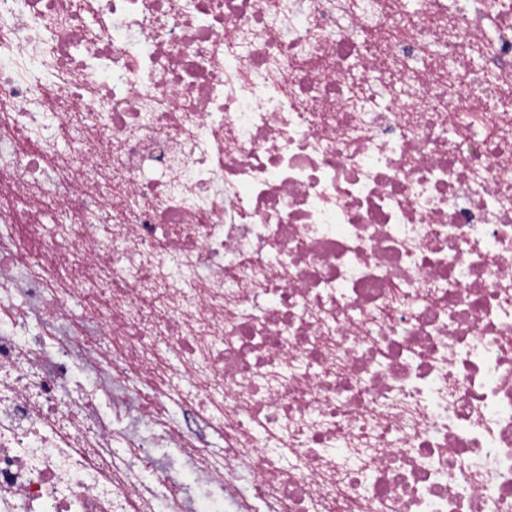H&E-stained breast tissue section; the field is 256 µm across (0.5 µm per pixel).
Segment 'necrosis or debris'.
<instances>
[{"mask_svg": "<svg viewBox=\"0 0 512 512\" xmlns=\"http://www.w3.org/2000/svg\"><path fill=\"white\" fill-rule=\"evenodd\" d=\"M144 470L512 512V0H0V512H155ZM60 381L61 384L58 390V397L65 400H68L69 398H71V400L77 399V389L79 388L83 389L86 386L101 384L92 376L79 375L73 372H68Z\"/></svg>", "mask_w": 512, "mask_h": 512, "instance_id": "1", "label": "necrosis or debris"}]
</instances>
